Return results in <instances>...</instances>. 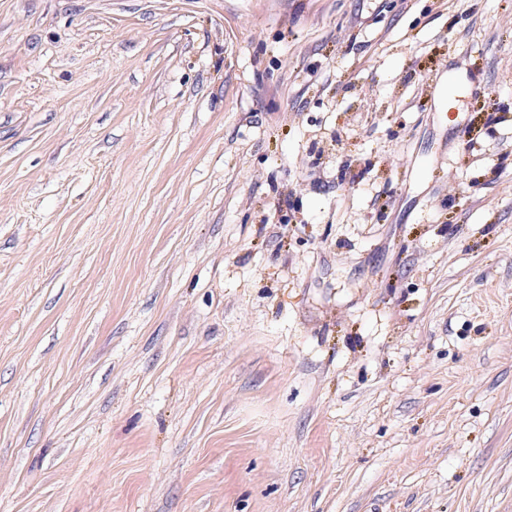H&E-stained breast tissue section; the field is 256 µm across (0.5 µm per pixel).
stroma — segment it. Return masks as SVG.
I'll use <instances>...</instances> for the list:
<instances>
[{"label":"stroma","instance_id":"35a3bbf8","mask_svg":"<svg viewBox=\"0 0 512 512\" xmlns=\"http://www.w3.org/2000/svg\"><path fill=\"white\" fill-rule=\"evenodd\" d=\"M0 512H512V0H0Z\"/></svg>","mask_w":512,"mask_h":512}]
</instances>
